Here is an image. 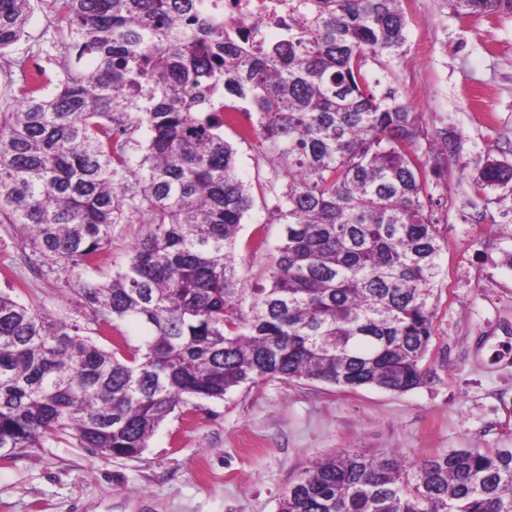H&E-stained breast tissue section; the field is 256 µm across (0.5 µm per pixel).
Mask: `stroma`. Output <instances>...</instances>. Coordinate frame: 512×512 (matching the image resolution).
<instances>
[{"label":"stroma","mask_w":512,"mask_h":512,"mask_svg":"<svg viewBox=\"0 0 512 512\" xmlns=\"http://www.w3.org/2000/svg\"><path fill=\"white\" fill-rule=\"evenodd\" d=\"M407 54L369 61L430 133L447 131L456 151L431 185L445 275L435 295L431 377L405 393L356 391L304 379L274 378L204 400L166 418L148 448L116 459L74 440L31 448L0 462V512H277L289 484L315 460L339 450L420 461L459 448H512V268L501 261V225H512V183L478 189L487 160L512 163V18L461 16L448 0H407ZM46 0L28 35L0 55V107L13 108L23 72L57 77L62 32ZM236 174L253 205L237 238L236 278L246 294L266 287L283 239L266 186L274 162L254 134L228 125ZM154 230L114 225L111 263L82 275L32 251L19 227L0 224V292L55 316L79 319L80 279L109 281L133 247Z\"/></svg>","instance_id":"35a3bbf8"}]
</instances>
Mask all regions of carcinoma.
I'll list each match as a JSON object with an SVG mask.
<instances>
[{
    "instance_id": "1",
    "label": "carcinoma",
    "mask_w": 512,
    "mask_h": 512,
    "mask_svg": "<svg viewBox=\"0 0 512 512\" xmlns=\"http://www.w3.org/2000/svg\"><path fill=\"white\" fill-rule=\"evenodd\" d=\"M33 2L0 0V52L24 36ZM452 2L512 18V0ZM50 4L76 58L53 92L33 75L0 110V224L72 271L129 217L156 231L110 282L81 283L86 322L0 293V448L16 457L69 437L136 458L176 410L245 384L425 383L442 274L425 199L448 132L436 145L366 71L405 53L403 0H288L287 33L259 45L224 24V0ZM219 107L249 110L285 177L272 180L283 241L248 317L235 246L252 198ZM478 182H512V165L490 161ZM118 324L134 342L92 341ZM279 512H512V448L421 461L338 451L288 486Z\"/></svg>"
}]
</instances>
